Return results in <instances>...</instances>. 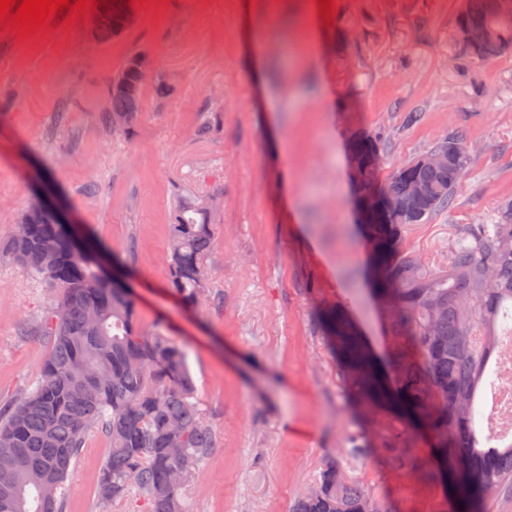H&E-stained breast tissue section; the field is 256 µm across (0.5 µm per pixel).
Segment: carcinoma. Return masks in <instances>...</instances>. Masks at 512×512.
Masks as SVG:
<instances>
[{
    "mask_svg": "<svg viewBox=\"0 0 512 512\" xmlns=\"http://www.w3.org/2000/svg\"><path fill=\"white\" fill-rule=\"evenodd\" d=\"M99 6L106 22L95 38L105 42L114 37L124 0H100ZM498 8L499 0H467L456 22L493 25ZM509 49L512 31L505 41L462 57L489 61ZM445 139L456 153L442 168L414 160L407 175L396 170L381 183L376 171L362 173L370 201L362 229L373 244V292L391 305L397 334L389 360L395 388L384 384L342 309L322 310L319 321L358 404L420 423L434 440L435 455L459 469L453 512H481L488 495H512V441L500 445L488 435L482 442L476 434L477 389L495 352L500 315L512 307V201L499 208L495 223L474 225L453 245L445 271L406 250L403 230L451 208L470 167L467 135L457 130ZM375 149H381L380 138L360 134L352 141L353 160L361 163ZM413 182L429 190L420 218L381 207L383 195L402 198ZM200 215L186 196L170 225V286L193 305L208 291L213 248L212 227ZM0 255L58 291L38 318L37 330L48 340L39 380L0 407V512H63L70 470L91 430L110 442L97 478L99 512H109L133 487L142 512H186L193 465L214 447L215 434L197 407L185 349L160 329L142 332L136 301L102 281L93 255L70 246L68 225L37 207L27 211L15 235L0 241ZM291 512L387 508L329 461Z\"/></svg>",
    "mask_w": 512,
    "mask_h": 512,
    "instance_id": "carcinoma-1",
    "label": "carcinoma"
}]
</instances>
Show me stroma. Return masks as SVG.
I'll return each mask as SVG.
<instances>
[{
	"label": "stroma",
	"mask_w": 512,
	"mask_h": 512,
	"mask_svg": "<svg viewBox=\"0 0 512 512\" xmlns=\"http://www.w3.org/2000/svg\"><path fill=\"white\" fill-rule=\"evenodd\" d=\"M160 0L100 43L84 19L18 40L0 26V237L38 178L71 219L124 260L142 331L187 353L215 446L196 465L188 512H290L335 460L388 512H452L429 434L360 415L319 329L343 308L373 354L394 344L372 294L357 223L351 143L383 139L378 176L465 132L471 166L452 210L409 225L406 250L432 268L512 199V51L464 62L462 0ZM151 72L142 112L112 130L108 91L127 61ZM213 226L209 292L184 306L169 284V226L183 195ZM49 287L0 261V405L33 387L47 340L33 329ZM108 441L89 432L65 512H96Z\"/></svg>",
	"instance_id": "stroma-1"
}]
</instances>
